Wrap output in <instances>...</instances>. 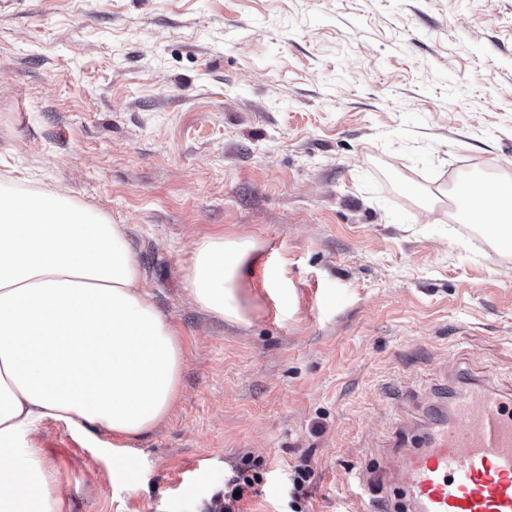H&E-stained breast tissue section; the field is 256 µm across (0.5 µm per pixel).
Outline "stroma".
<instances>
[{
    "label": "stroma",
    "instance_id": "35a3bbf8",
    "mask_svg": "<svg viewBox=\"0 0 512 512\" xmlns=\"http://www.w3.org/2000/svg\"><path fill=\"white\" fill-rule=\"evenodd\" d=\"M512 174V0H0V178L126 225L185 350L171 417L138 441L46 420L31 434L64 512L388 506L351 486L417 434L430 390L512 389V253L448 211L469 176ZM260 241L250 324L180 285L193 244ZM291 474L292 480V501L289 503L291 512H302V499L305 497L306 486L310 484L313 471L308 460L303 458L298 464L293 466ZM244 469H241L239 476L229 481L227 485H224V512H241L236 510L239 503L245 496V494L256 493L257 489L254 485L259 482L257 475L249 477L244 475ZM236 491H240V495L234 497Z\"/></svg>",
    "mask_w": 512,
    "mask_h": 512
}]
</instances>
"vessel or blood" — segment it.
<instances>
[{"mask_svg":"<svg viewBox=\"0 0 512 512\" xmlns=\"http://www.w3.org/2000/svg\"><path fill=\"white\" fill-rule=\"evenodd\" d=\"M399 445L401 512H512L511 398L460 391L448 421Z\"/></svg>","mask_w":512,"mask_h":512,"instance_id":"vessel-or-blood-1","label":"vessel or blood"}]
</instances>
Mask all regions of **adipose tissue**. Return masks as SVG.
<instances>
[{
    "instance_id": "ef3b65f1",
    "label": "adipose tissue",
    "mask_w": 512,
    "mask_h": 512,
    "mask_svg": "<svg viewBox=\"0 0 512 512\" xmlns=\"http://www.w3.org/2000/svg\"><path fill=\"white\" fill-rule=\"evenodd\" d=\"M462 222L512 249V177L456 188ZM252 238L196 241L182 270L189 299L214 318L248 324ZM184 350L145 290L125 225L58 191L0 183V512H61L56 474L29 435L53 419L115 437L128 481L132 451L174 411Z\"/></svg>"
}]
</instances>
